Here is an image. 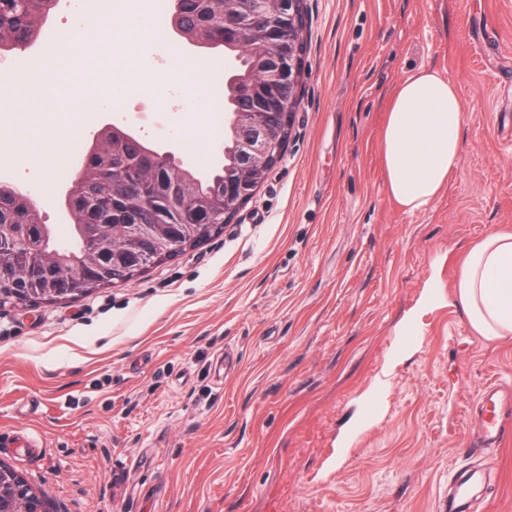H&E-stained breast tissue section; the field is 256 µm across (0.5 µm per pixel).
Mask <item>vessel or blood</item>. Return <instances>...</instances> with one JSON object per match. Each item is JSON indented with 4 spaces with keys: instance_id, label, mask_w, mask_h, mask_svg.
<instances>
[{
    "instance_id": "obj_1",
    "label": "vessel or blood",
    "mask_w": 512,
    "mask_h": 512,
    "mask_svg": "<svg viewBox=\"0 0 512 512\" xmlns=\"http://www.w3.org/2000/svg\"><path fill=\"white\" fill-rule=\"evenodd\" d=\"M467 426L474 448H497L512 437V388L489 383L481 393L477 412L468 416ZM478 478L474 471L455 480L451 497L438 505L440 512H464L470 489Z\"/></svg>"
}]
</instances>
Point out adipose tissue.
<instances>
[{"label":"adipose tissue","instance_id":"ef3b65f1","mask_svg":"<svg viewBox=\"0 0 512 512\" xmlns=\"http://www.w3.org/2000/svg\"><path fill=\"white\" fill-rule=\"evenodd\" d=\"M380 154L387 192L408 211L440 195L462 148L463 101L449 79L421 67L387 93ZM456 295L473 329L489 338L512 335V229L490 230L465 253Z\"/></svg>","mask_w":512,"mask_h":512}]
</instances>
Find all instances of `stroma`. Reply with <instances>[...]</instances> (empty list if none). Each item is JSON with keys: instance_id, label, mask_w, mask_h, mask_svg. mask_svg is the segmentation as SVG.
<instances>
[{"instance_id": "stroma-1", "label": "stroma", "mask_w": 512, "mask_h": 512, "mask_svg": "<svg viewBox=\"0 0 512 512\" xmlns=\"http://www.w3.org/2000/svg\"><path fill=\"white\" fill-rule=\"evenodd\" d=\"M301 102L280 161L198 247L72 302L0 307V462L50 512H438L477 469L472 512H512V443L470 452L466 415L512 382V336L490 340L456 299L467 246L512 228V0H306ZM152 42L112 85L148 141L216 160L218 118L163 95ZM431 66L464 102L462 150L426 209L388 196L386 92ZM52 121L8 130L0 159L70 228L55 167L62 117H83L47 62ZM421 324L408 317L423 302ZM42 434L22 448L25 432Z\"/></svg>"}]
</instances>
